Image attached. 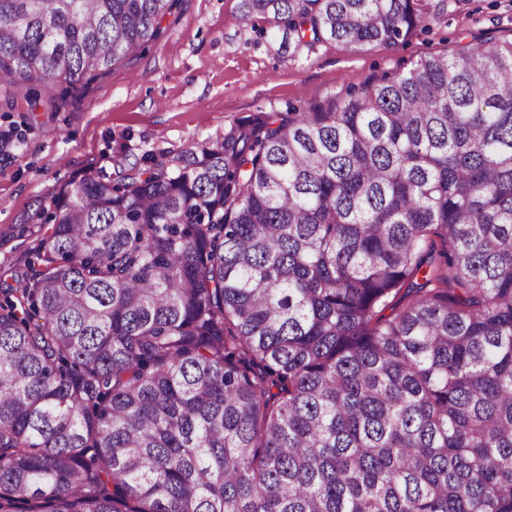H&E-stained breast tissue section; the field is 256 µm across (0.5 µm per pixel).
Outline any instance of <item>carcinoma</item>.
<instances>
[{"label": "carcinoma", "mask_w": 512, "mask_h": 512, "mask_svg": "<svg viewBox=\"0 0 512 512\" xmlns=\"http://www.w3.org/2000/svg\"><path fill=\"white\" fill-rule=\"evenodd\" d=\"M179 0H0V85L85 84ZM296 55L422 0H240ZM56 202L0 280V512H512V40L253 112Z\"/></svg>", "instance_id": "obj_1"}]
</instances>
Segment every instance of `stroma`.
I'll return each mask as SVG.
<instances>
[{"instance_id":"35a3bbf8","label":"stroma","mask_w":512,"mask_h":512,"mask_svg":"<svg viewBox=\"0 0 512 512\" xmlns=\"http://www.w3.org/2000/svg\"><path fill=\"white\" fill-rule=\"evenodd\" d=\"M239 0H180L161 39L79 89L55 83L53 112L17 100L0 133V277L31 273L53 202L94 171L112 177L222 136L251 113L282 112L401 73L424 55L512 37V0H425L423 27L397 45L325 43L290 58L269 53L239 19Z\"/></svg>"}]
</instances>
